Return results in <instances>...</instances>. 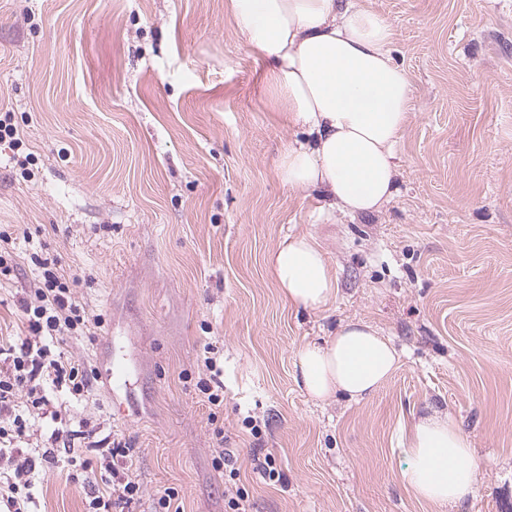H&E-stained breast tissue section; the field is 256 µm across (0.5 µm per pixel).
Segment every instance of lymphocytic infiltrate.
I'll use <instances>...</instances> for the list:
<instances>
[{"instance_id":"lymphocytic-infiltrate-1","label":"lymphocytic infiltrate","mask_w":512,"mask_h":512,"mask_svg":"<svg viewBox=\"0 0 512 512\" xmlns=\"http://www.w3.org/2000/svg\"><path fill=\"white\" fill-rule=\"evenodd\" d=\"M31 261L37 270L34 286L18 300L27 332L0 342V355L7 358L0 366V503L7 512H33L36 478L64 463L73 474L99 477L105 492L89 506L93 512H108L129 503L140 489L132 478L113 472L114 459L127 457L129 450L121 440H98L93 431L72 429L65 403L55 400L62 390L77 400L89 392L94 369L59 347L86 335L98 320L80 303L55 261L36 255ZM45 417L56 421V428L37 452L24 451L34 421ZM89 448L95 457L86 456Z\"/></svg>"}]
</instances>
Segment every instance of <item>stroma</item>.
I'll return each instance as SVG.
<instances>
[{
  "mask_svg": "<svg viewBox=\"0 0 512 512\" xmlns=\"http://www.w3.org/2000/svg\"><path fill=\"white\" fill-rule=\"evenodd\" d=\"M370 5L413 84L397 192L321 222V197L275 173L302 132L224 0H0V110L24 134L21 150L0 143L15 246L0 337L24 329L17 300L43 250L102 319L65 349L98 375L71 419L128 443L140 491L123 512H154L168 488L180 512H225L221 445L248 512H512V0ZM293 233L316 235L336 274L326 310L289 306L266 275ZM349 320L390 337L399 367L367 400L314 401L294 355ZM208 344L220 437L197 389ZM434 413L478 459L473 497L451 508L403 477L407 432ZM34 494L38 512L89 510L62 468Z\"/></svg>",
  "mask_w": 512,
  "mask_h": 512,
  "instance_id": "35a3bbf8",
  "label": "stroma"
}]
</instances>
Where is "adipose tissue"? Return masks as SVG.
<instances>
[{
    "label": "adipose tissue",
    "mask_w": 512,
    "mask_h": 512,
    "mask_svg": "<svg viewBox=\"0 0 512 512\" xmlns=\"http://www.w3.org/2000/svg\"><path fill=\"white\" fill-rule=\"evenodd\" d=\"M224 13L266 63L273 106L304 133L276 161L281 183L328 198L319 210L328 220L337 211H379L393 196L396 149L413 95L408 72L391 57V22L367 0H224ZM264 265L289 305L318 311L335 303L336 275L316 236H286ZM398 362L389 338L356 321L324 343L301 345L294 367L311 399L360 401ZM406 452L412 466L405 479L417 500L453 507L473 496L477 460L452 415L420 418Z\"/></svg>",
    "instance_id": "obj_1"
}]
</instances>
